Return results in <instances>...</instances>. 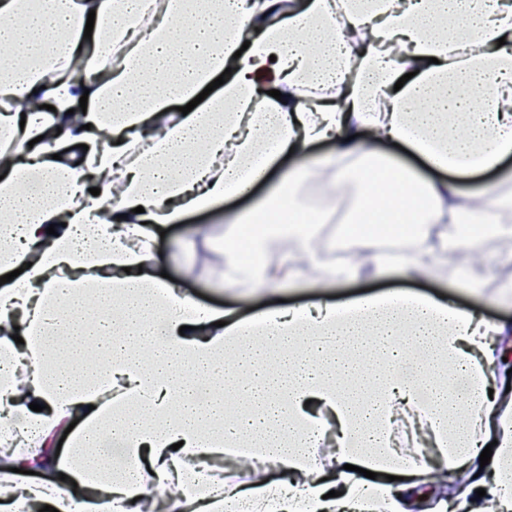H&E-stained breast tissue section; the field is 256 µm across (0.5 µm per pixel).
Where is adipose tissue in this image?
<instances>
[{
	"instance_id": "obj_1",
	"label": "adipose tissue",
	"mask_w": 512,
	"mask_h": 512,
	"mask_svg": "<svg viewBox=\"0 0 512 512\" xmlns=\"http://www.w3.org/2000/svg\"><path fill=\"white\" fill-rule=\"evenodd\" d=\"M0 141V322L18 328L0 336V512H445L392 439L401 417L465 480L462 512L479 488L512 512L488 344L505 325L407 290L234 317L151 271L161 231L263 184L221 251L245 304L291 280L432 278L436 224L462 259L511 242L512 196L468 182L512 156V0H0ZM306 182L348 189L349 224L400 246L363 234L371 268L335 263ZM217 456L259 472L229 482Z\"/></svg>"
}]
</instances>
